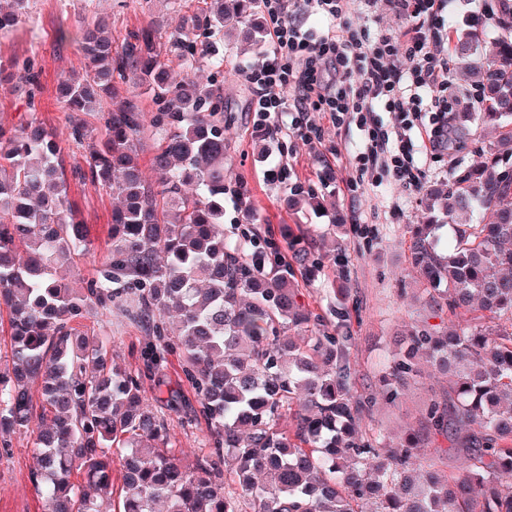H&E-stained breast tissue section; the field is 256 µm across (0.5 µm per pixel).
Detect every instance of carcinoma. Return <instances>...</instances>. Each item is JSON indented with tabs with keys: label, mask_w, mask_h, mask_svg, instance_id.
Returning <instances> with one entry per match:
<instances>
[{
	"label": "carcinoma",
	"mask_w": 512,
	"mask_h": 512,
	"mask_svg": "<svg viewBox=\"0 0 512 512\" xmlns=\"http://www.w3.org/2000/svg\"><path fill=\"white\" fill-rule=\"evenodd\" d=\"M29 0L0 6V35L26 15ZM174 29L152 23L112 41L100 20L79 29L82 73L59 83L70 112L103 111L124 85L145 87L103 116L98 137L81 122L72 140L87 146L72 170L119 204L105 266L72 288L58 269L92 251L68 198L55 137L36 115L37 60L11 63L29 87V115L0 125V312L8 314L10 351L0 368V443L32 439L30 480L51 512H512V130L485 162L457 172L448 189L427 196L426 221L409 226L408 259L425 279L419 300L465 324L413 327L380 386L354 391L346 302L336 325L311 309L297 275L321 265L312 243L288 235V254L271 236L224 234V28L242 26L260 44L259 0H173ZM499 32L482 22L454 43L457 70L477 76L484 96L477 119L512 123V0H495ZM176 61L188 73L169 78ZM206 69L203 85L189 74ZM154 141L145 180L138 162ZM476 208L485 224H453ZM117 310L152 332L141 349L147 371L176 352L208 425V453L182 464L166 419L148 402L140 377L111 360L105 336L79 331L90 307ZM178 315L179 334L164 318ZM426 361L448 389L426 406L418 428L387 443L360 429L376 395L399 399ZM39 386L40 407L29 398ZM441 435L467 467L441 476L418 449ZM234 480H224L226 459ZM121 482L114 487L113 464Z\"/></svg>",
	"instance_id": "obj_1"
}]
</instances>
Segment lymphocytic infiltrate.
I'll use <instances>...</instances> for the list:
<instances>
[{"instance_id": "lymphocytic-infiltrate-1", "label": "lymphocytic infiltrate", "mask_w": 512, "mask_h": 512, "mask_svg": "<svg viewBox=\"0 0 512 512\" xmlns=\"http://www.w3.org/2000/svg\"><path fill=\"white\" fill-rule=\"evenodd\" d=\"M388 2L405 24L369 45L344 27L318 34L301 24L309 11L341 18L347 0H262L269 47L246 71L255 89L251 128L280 132L287 113L290 129L311 143L321 137L312 113L337 128L356 125L363 134L352 159L357 174L380 169L416 192L424 178L420 157L448 148L457 101L448 84L447 0Z\"/></svg>"}]
</instances>
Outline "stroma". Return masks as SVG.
I'll return each mask as SVG.
<instances>
[{
	"label": "stroma",
	"mask_w": 512,
	"mask_h": 512,
	"mask_svg": "<svg viewBox=\"0 0 512 512\" xmlns=\"http://www.w3.org/2000/svg\"><path fill=\"white\" fill-rule=\"evenodd\" d=\"M92 17L105 19L115 40L128 32L156 23L161 30L175 25L177 15L170 0H132L122 8L118 0H30L28 13L17 28L0 37V124L12 126L36 111L61 147L66 167L85 166L86 153L70 135V114L57 100V86L70 73L80 70L82 58L75 35L81 23ZM345 22L372 42L380 35L398 30L404 20L387 0H350ZM262 48L225 42L224 55L236 62V69L224 72V143L228 155L227 187H245L243 200L225 198V233L243 234L251 228L271 229L280 248H287L289 233L316 239L324 256L314 276L302 291L306 302L328 322H335L339 287L348 290L352 344L349 359L361 384L371 385L385 371L401 335L415 323L432 325L448 322V315L433 316L410 306L409 296L421 288L419 272L408 264L409 233L412 224L423 223L426 211L422 192L412 193L395 184L388 175L375 170L364 177L357 192L348 184L355 176L351 156L360 143L357 127L336 129L322 121V140L310 145L292 134L281 135L272 156L264 154V138L247 130V113L253 89L244 70L258 61ZM36 56L40 91L29 99L27 86L11 77L10 62ZM455 121L464 126V144L438 156L422 157L424 190H443L456 168L479 165L489 147L500 136L498 129L473 120L465 102H458ZM288 166L283 184L267 181L271 162ZM318 196L321 209L301 206L293 209L286 199L292 189ZM69 197L79 211L92 253L66 271L68 280H88L107 258L109 222L114 201L102 188L71 182ZM344 241L346 261L336 262V243ZM81 329L110 339V354L117 365L135 372L143 367L140 349L150 339L125 316L92 309L81 321ZM144 391L150 404L164 415L176 448L187 463L206 452L209 429L205 421L189 420L184 412L169 410L171 393H188L189 387L177 355H170L157 377H144ZM445 380L431 368H423L410 381L397 403L377 400L365 415L367 433L388 440L416 425L423 409L441 397ZM36 466L32 440L14 435L9 451L0 450V512H48V504L30 481Z\"/></svg>",
	"instance_id": "obj_1"
}]
</instances>
